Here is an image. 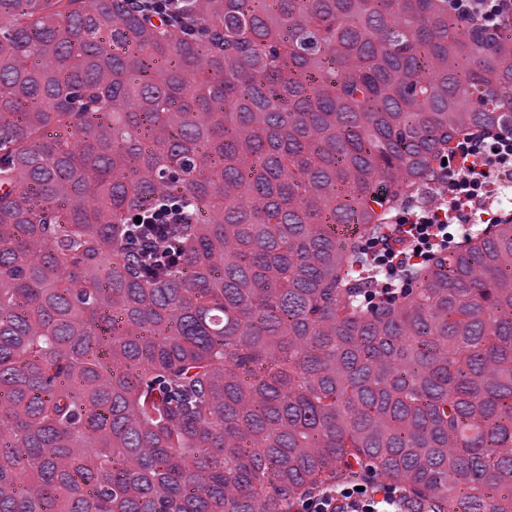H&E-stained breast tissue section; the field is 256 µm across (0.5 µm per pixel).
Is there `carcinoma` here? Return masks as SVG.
Returning a JSON list of instances; mask_svg holds the SVG:
<instances>
[{
    "label": "carcinoma",
    "instance_id": "obj_1",
    "mask_svg": "<svg viewBox=\"0 0 512 512\" xmlns=\"http://www.w3.org/2000/svg\"><path fill=\"white\" fill-rule=\"evenodd\" d=\"M512 27L448 0H0V512H512V214L376 280ZM171 194L173 265L124 225ZM356 229L339 235L336 225ZM194 0H129V6L144 14H157L167 21L192 15ZM363 486V491L356 490ZM402 496L387 484L357 480L339 484L332 491L313 492L304 497L299 512H406Z\"/></svg>",
    "mask_w": 512,
    "mask_h": 512
}]
</instances>
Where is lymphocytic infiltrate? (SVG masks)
I'll return each instance as SVG.
<instances>
[{
	"label": "lymphocytic infiltrate",
	"instance_id": "lymphocytic-infiltrate-1",
	"mask_svg": "<svg viewBox=\"0 0 512 512\" xmlns=\"http://www.w3.org/2000/svg\"><path fill=\"white\" fill-rule=\"evenodd\" d=\"M449 11L484 31H498L504 23H512V0H448ZM512 167V131L503 130L491 138L458 142L448 157L447 192L440 207L424 209L403 219L400 226L402 247L373 240L386 275H393L405 263L419 264L431 251L447 244L450 226L455 221L465 224H493L496 215L487 209L473 207L472 202L488 189L492 175ZM173 205L163 204L141 210L140 222L129 224L125 236L140 253L154 260L169 255L173 244L163 230L171 223ZM399 493L386 484L356 481L339 484L334 490L314 492L304 497L298 512H405Z\"/></svg>",
	"mask_w": 512,
	"mask_h": 512
}]
</instances>
